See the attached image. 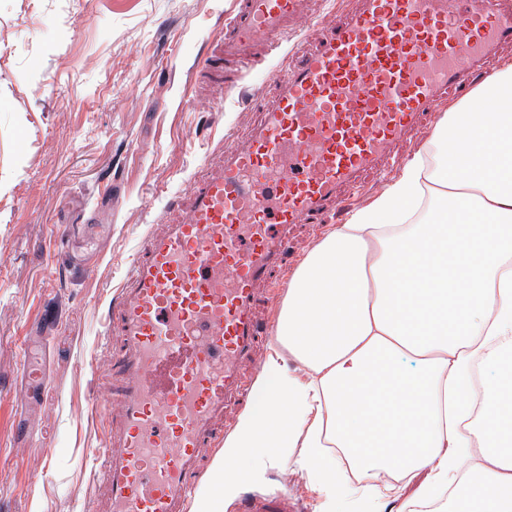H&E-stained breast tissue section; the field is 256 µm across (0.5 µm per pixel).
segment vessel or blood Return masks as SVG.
Here are the masks:
<instances>
[{
    "label": "vessel or blood",
    "instance_id": "1",
    "mask_svg": "<svg viewBox=\"0 0 512 512\" xmlns=\"http://www.w3.org/2000/svg\"><path fill=\"white\" fill-rule=\"evenodd\" d=\"M355 2L276 76L259 122L144 238L108 311L119 411L100 454L104 505L89 512H183L226 411L247 392L240 367L264 340L255 309L287 264L289 229L321 223L364 173L385 171L448 89L484 78L483 63L512 45V0ZM312 4L237 0L205 74L238 85ZM240 509L288 512V502L247 498Z\"/></svg>",
    "mask_w": 512,
    "mask_h": 512
}]
</instances>
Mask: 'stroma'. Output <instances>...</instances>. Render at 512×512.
<instances>
[{
  "label": "stroma",
  "instance_id": "1",
  "mask_svg": "<svg viewBox=\"0 0 512 512\" xmlns=\"http://www.w3.org/2000/svg\"><path fill=\"white\" fill-rule=\"evenodd\" d=\"M234 8L235 0H0V512H87L112 393L109 304L168 197L259 119L256 88L319 39L337 2L316 0L313 18L228 92L200 70ZM458 102L449 95L424 115L388 173L366 174L322 223L293 230L288 264L257 308L262 322L275 325L304 254L398 177ZM93 209L101 226L89 241L56 238L58 225ZM31 330L45 338L48 382L23 437L11 387ZM298 459L266 463L225 498L224 512H239L247 495L322 512Z\"/></svg>",
  "mask_w": 512,
  "mask_h": 512
}]
</instances>
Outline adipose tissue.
Here are the masks:
<instances>
[{"mask_svg": "<svg viewBox=\"0 0 512 512\" xmlns=\"http://www.w3.org/2000/svg\"><path fill=\"white\" fill-rule=\"evenodd\" d=\"M507 89L512 65L446 113L401 176L301 259L275 335L308 377L267 356L214 463L220 489H204L194 512H224L225 497L258 476V458L294 452L336 512L333 447L367 478L420 480L421 501L455 482L460 456L476 457L468 512H512V396L487 383L482 419L459 429L473 362L496 372L512 348V110L476 109ZM466 122L493 137L454 149Z\"/></svg>", "mask_w": 512, "mask_h": 512, "instance_id": "obj_1", "label": "adipose tissue"}]
</instances>
